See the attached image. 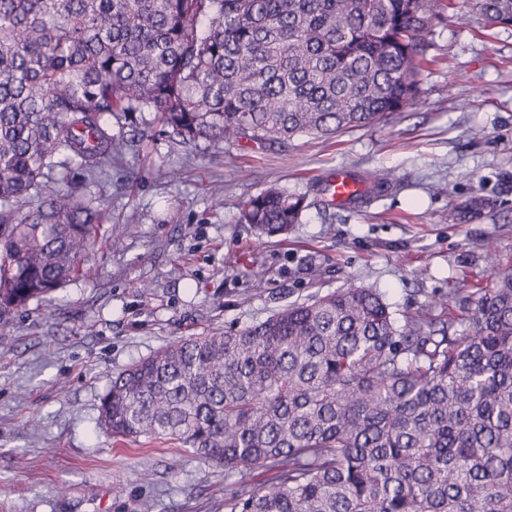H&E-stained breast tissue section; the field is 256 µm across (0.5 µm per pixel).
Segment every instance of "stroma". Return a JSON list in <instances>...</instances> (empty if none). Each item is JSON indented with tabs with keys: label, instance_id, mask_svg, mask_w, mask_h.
I'll list each match as a JSON object with an SVG mask.
<instances>
[{
	"label": "stroma",
	"instance_id": "obj_1",
	"mask_svg": "<svg viewBox=\"0 0 512 512\" xmlns=\"http://www.w3.org/2000/svg\"><path fill=\"white\" fill-rule=\"evenodd\" d=\"M439 62L417 103L375 127L202 158L172 150L152 113L138 158L91 187L109 212L91 271L0 328V512H224V468L177 443L115 440L101 424L112 376L160 347L247 327L280 307L370 285L395 316L512 266V29L478 15L430 34ZM388 168L354 208L326 206L323 177ZM275 185L308 206L288 235L239 223Z\"/></svg>",
	"mask_w": 512,
	"mask_h": 512
}]
</instances>
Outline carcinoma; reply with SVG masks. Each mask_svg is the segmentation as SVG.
<instances>
[{
    "label": "carcinoma",
    "instance_id": "1",
    "mask_svg": "<svg viewBox=\"0 0 512 512\" xmlns=\"http://www.w3.org/2000/svg\"><path fill=\"white\" fill-rule=\"evenodd\" d=\"M512 27V0H463ZM455 0H0V327L83 271L107 219L87 185L135 152L136 113L207 156L373 125L417 101ZM367 198L393 174L363 178ZM269 187L239 222L286 235ZM398 323L376 288L293 302L112 376V436L224 466V512H512V270ZM271 473L255 485L251 473Z\"/></svg>",
    "mask_w": 512,
    "mask_h": 512
}]
</instances>
